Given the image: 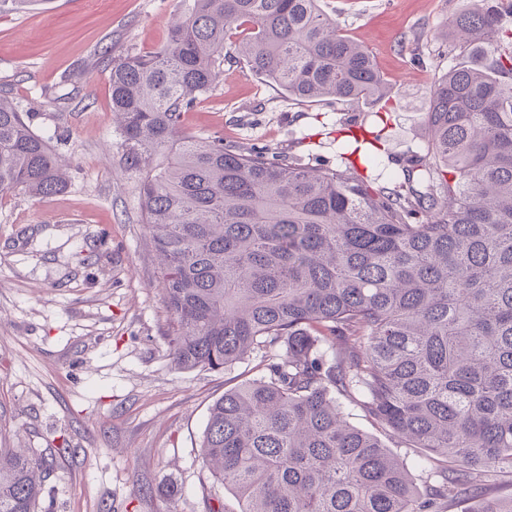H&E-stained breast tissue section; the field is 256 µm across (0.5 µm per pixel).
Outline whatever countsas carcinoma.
<instances>
[{"mask_svg": "<svg viewBox=\"0 0 512 512\" xmlns=\"http://www.w3.org/2000/svg\"><path fill=\"white\" fill-rule=\"evenodd\" d=\"M320 0H194L158 50L109 60L126 170L171 316L170 356L259 374L210 410L199 457L240 512H512V29L505 0L448 19L428 139L397 171L345 124L344 162L284 161L182 132L233 61L301 101L388 95ZM64 165L0 91V200L62 191ZM360 409L407 462L348 422ZM45 459L0 448V512H35Z\"/></svg>", "mask_w": 512, "mask_h": 512, "instance_id": "cac0c4a2", "label": "carcinoma"}]
</instances>
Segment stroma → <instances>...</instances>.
I'll return each mask as SVG.
<instances>
[{"mask_svg": "<svg viewBox=\"0 0 512 512\" xmlns=\"http://www.w3.org/2000/svg\"><path fill=\"white\" fill-rule=\"evenodd\" d=\"M193 0H42L0 11V88L71 165L57 194L0 200V448L48 462L38 512H235L198 456L210 405L256 373L257 358L212 372L178 369L165 333L154 246L138 174L123 169L104 50L164 45ZM470 0H322L389 83L388 168L426 137L430 90L448 67L449 17ZM377 104L288 98L226 63L184 117L186 134L220 133L228 149L322 155L323 127Z\"/></svg>", "mask_w": 512, "mask_h": 512, "instance_id": "1", "label": "stroma"}]
</instances>
